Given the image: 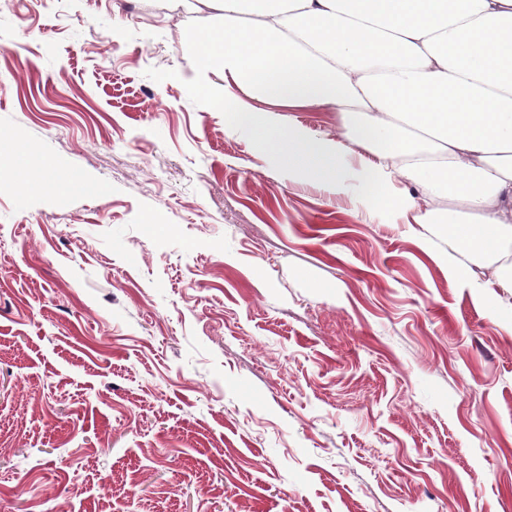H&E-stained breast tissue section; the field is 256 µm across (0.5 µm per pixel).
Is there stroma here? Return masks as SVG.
Masks as SVG:
<instances>
[{
    "instance_id": "35a3bbf8",
    "label": "stroma",
    "mask_w": 512,
    "mask_h": 512,
    "mask_svg": "<svg viewBox=\"0 0 512 512\" xmlns=\"http://www.w3.org/2000/svg\"><path fill=\"white\" fill-rule=\"evenodd\" d=\"M196 73L167 0H0V140L106 189L0 161V512H512V288Z\"/></svg>"
}]
</instances>
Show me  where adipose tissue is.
<instances>
[{
	"label": "adipose tissue",
	"instance_id": "ef3b65f1",
	"mask_svg": "<svg viewBox=\"0 0 512 512\" xmlns=\"http://www.w3.org/2000/svg\"><path fill=\"white\" fill-rule=\"evenodd\" d=\"M209 27L197 29L199 13ZM211 109L258 148L276 143L289 177L334 193L382 191L406 224H444L470 260L512 258V0H185ZM328 108L336 135L290 112ZM368 160L351 163L353 150ZM419 185L397 193L395 182Z\"/></svg>",
	"mask_w": 512,
	"mask_h": 512
}]
</instances>
